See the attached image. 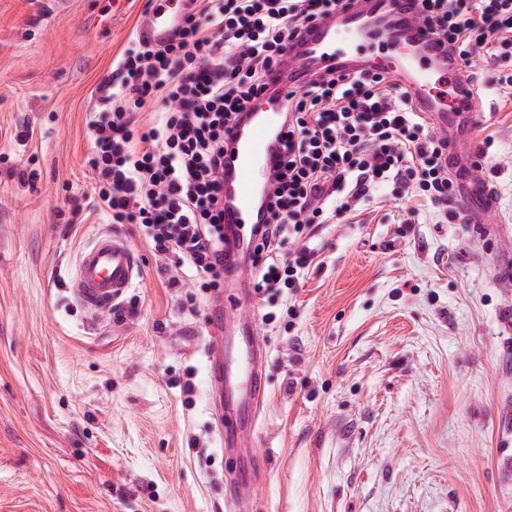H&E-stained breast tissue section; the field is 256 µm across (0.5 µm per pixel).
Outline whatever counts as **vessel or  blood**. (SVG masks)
<instances>
[{"mask_svg": "<svg viewBox=\"0 0 512 512\" xmlns=\"http://www.w3.org/2000/svg\"><path fill=\"white\" fill-rule=\"evenodd\" d=\"M198 0H152L137 33L151 45L177 40ZM340 67H366L395 74L410 89L420 110L435 114L442 124L457 126L463 113L479 108L457 60L417 20L412 0H355L349 9L324 18L300 44L288 47L279 83L298 86L312 76ZM287 101L268 92L247 109L238 125L224 168V249L231 262L242 263L247 231L263 223L271 193L269 175L276 154L275 132ZM481 201L493 205L492 193L479 172H471L464 206ZM143 274L139 255L120 235L108 233L85 247L67 286L90 315L109 313ZM223 300L208 308L211 336L205 371L215 406L219 434L234 443L244 419L255 418L261 402L263 349L252 326L239 339L225 342L221 330Z\"/></svg>", "mask_w": 512, "mask_h": 512, "instance_id": "b4317fda", "label": "vessel or blood"}]
</instances>
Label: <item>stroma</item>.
I'll return each mask as SVG.
<instances>
[{"label": "stroma", "mask_w": 512, "mask_h": 512, "mask_svg": "<svg viewBox=\"0 0 512 512\" xmlns=\"http://www.w3.org/2000/svg\"><path fill=\"white\" fill-rule=\"evenodd\" d=\"M146 5L0 0V512H236L240 482L247 512H512V91H479L463 130L488 148L489 223L377 187L314 229L298 288L235 304L266 393L226 453L213 291L91 206L94 91ZM110 229L143 276L96 320L65 283Z\"/></svg>", "instance_id": "1"}]
</instances>
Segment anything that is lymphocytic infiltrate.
Segmentation results:
<instances>
[{"label":"lymphocytic infiltrate","mask_w":512,"mask_h":512,"mask_svg":"<svg viewBox=\"0 0 512 512\" xmlns=\"http://www.w3.org/2000/svg\"><path fill=\"white\" fill-rule=\"evenodd\" d=\"M348 0H202L176 42L135 41L95 89L87 126L97 209L140 225L161 256L177 255L224 285V157L247 103L274 81L289 43ZM429 33L464 66L512 63V0H417ZM264 223L248 257L258 288L297 287L316 253L310 233L386 181L447 207L448 143L432 135L393 75L330 71L289 87ZM157 110L148 130L135 114Z\"/></svg>","instance_id":"obj_1"}]
</instances>
